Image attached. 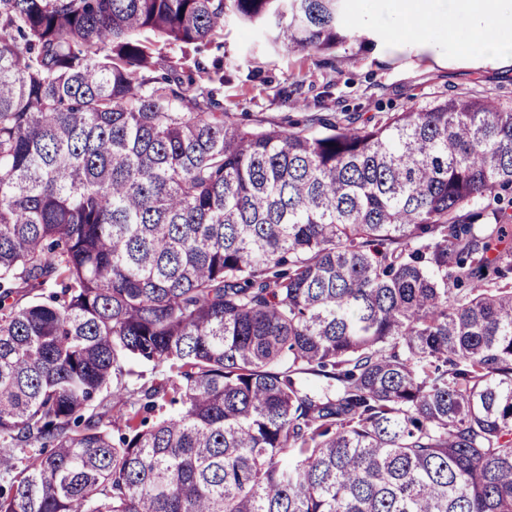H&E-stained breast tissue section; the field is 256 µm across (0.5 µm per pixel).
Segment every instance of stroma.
Masks as SVG:
<instances>
[{
    "label": "stroma",
    "instance_id": "obj_1",
    "mask_svg": "<svg viewBox=\"0 0 512 512\" xmlns=\"http://www.w3.org/2000/svg\"><path fill=\"white\" fill-rule=\"evenodd\" d=\"M344 20L356 39L328 55L282 52L265 30L228 22L217 40L196 57L224 62L225 79L215 94L224 108L250 119L300 117L309 112H399L437 96L484 91L512 105V67L461 53L460 38L397 39L394 0H344ZM297 88L295 102L281 88Z\"/></svg>",
    "mask_w": 512,
    "mask_h": 512
}]
</instances>
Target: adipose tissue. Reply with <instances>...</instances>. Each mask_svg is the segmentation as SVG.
Returning a JSON list of instances; mask_svg holds the SVG:
<instances>
[{"label": "adipose tissue", "mask_w": 512, "mask_h": 512, "mask_svg": "<svg viewBox=\"0 0 512 512\" xmlns=\"http://www.w3.org/2000/svg\"><path fill=\"white\" fill-rule=\"evenodd\" d=\"M399 33L407 38L449 35L466 28L465 49L503 66H512V36L503 22L512 19V0H455L452 10L439 9L435 0H397Z\"/></svg>", "instance_id": "ef3b65f1"}]
</instances>
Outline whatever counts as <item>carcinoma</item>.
I'll use <instances>...</instances> for the list:
<instances>
[{
	"instance_id": "carcinoma-1",
	"label": "carcinoma",
	"mask_w": 512,
	"mask_h": 512,
	"mask_svg": "<svg viewBox=\"0 0 512 512\" xmlns=\"http://www.w3.org/2000/svg\"><path fill=\"white\" fill-rule=\"evenodd\" d=\"M230 17L354 37L0 0V512H512V106L248 126L154 52ZM29 448H0V484L4 485L15 474L16 468L21 466V461L28 455Z\"/></svg>"
}]
</instances>
